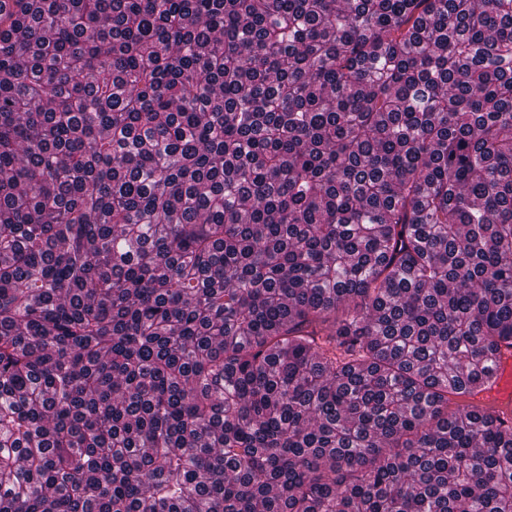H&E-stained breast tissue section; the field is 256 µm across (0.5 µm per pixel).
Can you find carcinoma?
I'll return each mask as SVG.
<instances>
[{
  "label": "carcinoma",
  "instance_id": "carcinoma-1",
  "mask_svg": "<svg viewBox=\"0 0 512 512\" xmlns=\"http://www.w3.org/2000/svg\"><path fill=\"white\" fill-rule=\"evenodd\" d=\"M512 0L0 8V512H512ZM497 356L494 378L486 389L469 397V401L512 422V350L503 348Z\"/></svg>",
  "mask_w": 512,
  "mask_h": 512
}]
</instances>
